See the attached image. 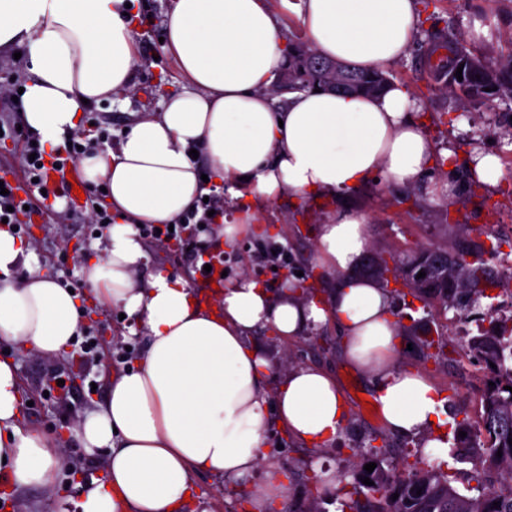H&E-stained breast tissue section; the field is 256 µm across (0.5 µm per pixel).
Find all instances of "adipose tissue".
Wrapping results in <instances>:
<instances>
[{
  "label": "adipose tissue",
  "mask_w": 512,
  "mask_h": 512,
  "mask_svg": "<svg viewBox=\"0 0 512 512\" xmlns=\"http://www.w3.org/2000/svg\"><path fill=\"white\" fill-rule=\"evenodd\" d=\"M126 4L0 0V52L28 53L23 116L47 149L63 150L85 103L132 88ZM301 18L320 54L364 68L403 58L421 15L416 0H304ZM164 33L189 89L140 118L117 147L79 162L85 182L104 185L116 216L102 256L82 269L84 282L99 303L135 319L145 349L135 368L111 376L105 403L73 426L86 447L107 451L104 479L80 487L76 512H181L194 473H253L274 420L313 448L333 444L348 412L336 380L311 365L278 374L250 341L265 328L291 338L335 322L342 357L373 385L385 430L419 437L424 459L447 456L448 440L436 430L439 393L422 371L399 365L405 338L386 290L351 274L370 244L362 213L339 210L317 227L321 269L342 275L322 301L241 276L220 292L215 313L193 302L187 279L169 269L144 282L134 276L146 257L136 224L175 223L190 212L205 166L237 203L235 221L213 230L228 252L263 233V204L284 194L333 198L377 177L418 185L435 151L408 89L394 83L377 98L298 92L277 106L268 86L283 61L282 34L265 0H172ZM29 256L0 227V339L54 359L85 314L49 271L17 277ZM20 403L18 368L0 360V458L16 487H51L63 455L23 430Z\"/></svg>",
  "instance_id": "obj_1"
}]
</instances>
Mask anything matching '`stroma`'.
<instances>
[{"label": "stroma", "mask_w": 512, "mask_h": 512, "mask_svg": "<svg viewBox=\"0 0 512 512\" xmlns=\"http://www.w3.org/2000/svg\"><path fill=\"white\" fill-rule=\"evenodd\" d=\"M171 0H135L133 9L139 18L135 32L136 62L132 89L114 102H103L86 109L80 133L90 146L101 148L116 144L117 134L128 129L143 116L159 112L169 91L181 89L185 79L173 57L164 48L161 37L163 22ZM435 20L419 27L407 55L389 65L393 81L407 85L420 117L425 118L427 136L438 150H452L466 156L483 152L496 154L504 170L497 188L468 179L464 168H457L453 179L458 187L454 200L432 192L440 173L433 170L423 178V190L416 199H408V189L385 182L368 183L356 191L331 201L315 202L306 208L294 206L291 196H283L267 204L265 212L271 223L280 227L278 237H244L232 256L224 260L228 279L241 274L264 280L270 290H279L281 279L274 264L288 266L290 271L310 273L319 267L314 229L328 210L350 206L368 219L371 247L397 257H404L419 245H442L469 249L482 242L484 234L502 238V253L512 252V130L498 125L499 114L512 110L502 102L470 116H459L458 106L448 95L429 90L431 75L421 46L437 37L468 35L478 43L496 44L512 33V0H438ZM446 121H439V114ZM57 216L34 219L23 235L25 242L42 268L51 270L76 290L84 307L94 300L80 273L86 256L91 255L95 236L87 214L79 218L64 215V203H57ZM468 232H459V225ZM278 261H270L272 252ZM135 322L121 318L118 308L99 309L95 318L87 320L84 335L98 338L96 351L82 355L79 346L63 356L49 360L18 345L0 341V360L12 359L19 366L24 384V406L20 408L24 428L49 439H63L65 462L59 468L51 489L12 488L0 471V502L10 512H75L72 503L77 485L104 476L105 453L85 447L71 428L95 404L103 402L107 391L109 368L134 366L144 349V339L132 335ZM481 316L465 322L450 320L444 330L448 364L423 360L419 350L404 351L401 361L423 370L445 400L439 412L446 432H453L460 404L476 411L482 381L478 365L468 359L465 341L485 327ZM254 342L279 367L315 365L331 373L337 380L349 408L347 423L332 448L314 451L292 438L277 426L267 432L265 467L287 470L289 501L310 499V478L321 469L342 476L354 458L358 443L371 436L382 435L378 414L366 413L357 397L372 396L368 383L360 377H349V368L340 355V332L335 323L320 326L305 336L283 339L262 330L254 334ZM67 377L66 389H58L54 378ZM198 497L211 512H240V496L251 495L260 485L259 475L227 481L201 472L193 477Z\"/></svg>", "instance_id": "35a3bbf8"}]
</instances>
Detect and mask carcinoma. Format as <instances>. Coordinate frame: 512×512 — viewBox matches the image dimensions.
I'll use <instances>...</instances> for the list:
<instances>
[{
  "mask_svg": "<svg viewBox=\"0 0 512 512\" xmlns=\"http://www.w3.org/2000/svg\"><path fill=\"white\" fill-rule=\"evenodd\" d=\"M455 46L458 51L440 59L434 67L435 89L455 97L464 112L512 102L511 51L499 55L492 64L486 48L473 47L464 38L448 42V47ZM316 61L322 66L314 65ZM331 63L338 67L334 74L325 69ZM460 66L461 81L456 78ZM283 69L288 71V86L277 83L275 88H286L290 93L324 90L334 79L336 91L342 94L378 95L391 83L382 67L362 69L349 62L333 61L302 43H288ZM428 254L445 258L448 266L433 277L432 287L416 291L414 296L440 313L451 311L457 319H467L481 307L482 300L490 298L487 290L498 286L492 269L479 255L469 260L466 254L446 246L422 247L413 260ZM466 347L482 366L481 412L475 426L467 416L457 422L456 431L466 432V437H456L453 454L461 462L472 464L464 476L476 483L478 495L460 493L438 464L421 467L415 463L407 472L396 473V467L388 464L389 444L384 441L375 446L370 438L355 454L351 489L340 500L341 512H512V446L508 443L512 438V392L506 390L512 387V315L492 320L489 327L467 339ZM369 462L376 463L371 473L364 470ZM366 477L373 484L362 483ZM395 493L398 498L394 500ZM496 502L500 506H494Z\"/></svg>",
  "mask_w": 512,
  "mask_h": 512,
  "instance_id": "obj_1",
  "label": "carcinoma"
}]
</instances>
